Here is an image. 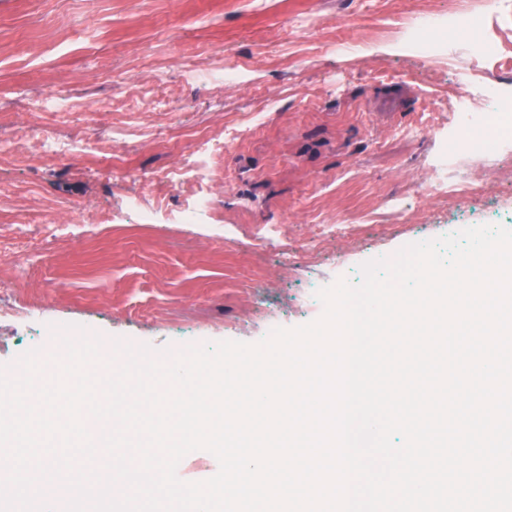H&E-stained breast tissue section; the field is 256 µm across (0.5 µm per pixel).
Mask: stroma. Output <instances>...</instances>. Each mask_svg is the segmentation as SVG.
Segmentation results:
<instances>
[{
  "instance_id": "1",
  "label": "stroma",
  "mask_w": 512,
  "mask_h": 512,
  "mask_svg": "<svg viewBox=\"0 0 512 512\" xmlns=\"http://www.w3.org/2000/svg\"><path fill=\"white\" fill-rule=\"evenodd\" d=\"M454 0H0V365L61 351L52 329L148 346L254 344L324 310L319 288L358 284L363 263L473 226L512 221V151L458 159L470 193L436 192L428 171L459 99L491 82L512 93V15L490 21L498 54L459 68L452 32L407 47L411 16ZM308 19L305 34L292 21ZM177 37H169V26ZM232 65L224 87L193 72ZM165 82L170 110L127 98ZM76 104L35 112L46 85ZM281 99L263 112L265 98ZM263 121H256L257 113ZM52 125L92 153L50 157ZM242 129L196 174L197 141ZM180 169L178 186L153 180ZM211 195L209 224L171 216ZM409 197L401 214L392 196ZM158 210L139 223L127 204Z\"/></svg>"
}]
</instances>
